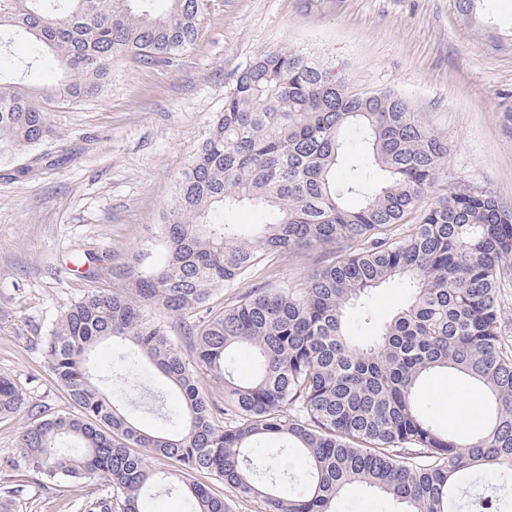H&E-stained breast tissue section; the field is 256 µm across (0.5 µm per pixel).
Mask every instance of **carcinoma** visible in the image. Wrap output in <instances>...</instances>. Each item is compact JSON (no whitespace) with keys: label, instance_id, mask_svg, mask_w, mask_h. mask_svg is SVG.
Instances as JSON below:
<instances>
[{"label":"carcinoma","instance_id":"obj_1","mask_svg":"<svg viewBox=\"0 0 512 512\" xmlns=\"http://www.w3.org/2000/svg\"><path fill=\"white\" fill-rule=\"evenodd\" d=\"M0 0L9 27L58 79L0 82V152L57 136L52 109L99 97L118 57L164 61L198 40L202 0ZM369 160L351 164L350 142ZM448 139L389 91L354 93L329 63L292 49L267 51L236 73L210 133L175 185L161 227L164 259L149 253L112 267L127 289H94L66 308L43 341L57 383L77 412L26 408L0 377V418H24V468L44 483L104 480L121 491L120 512H142L154 486L185 493L190 512H229L224 494L195 481L207 474L264 512H340L348 487L390 496L402 512H488L463 493L479 469L512 473V350L501 336L496 293L512 269V208L487 190H450L423 200L447 171ZM351 165L340 181L336 170ZM251 205L260 224H230ZM407 235L392 233L412 214ZM347 241L354 251L319 268L304 287L264 282L222 308L216 292L270 258L303 246ZM411 284L394 317L375 322L371 293ZM359 312L351 322L347 310ZM177 321L184 350L167 322ZM120 347L110 377L91 355ZM249 349L255 373L235 377L234 352ZM149 367L180 397L167 429L150 433L109 383ZM224 379V404L200 391L201 372ZM455 372L481 391V430L463 439L439 426L420 392L435 373ZM261 442L299 459L303 491L260 484L251 456ZM171 460L173 472L149 460Z\"/></svg>","mask_w":512,"mask_h":512}]
</instances>
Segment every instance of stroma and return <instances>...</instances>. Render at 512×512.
<instances>
[{"label": "stroma", "instance_id": "1", "mask_svg": "<svg viewBox=\"0 0 512 512\" xmlns=\"http://www.w3.org/2000/svg\"><path fill=\"white\" fill-rule=\"evenodd\" d=\"M479 22L454 0H204L195 45L166 62L123 58L96 100L56 109L58 138L29 155L0 159V376L28 407L72 411L41 346L60 314L88 290L123 289L109 270L155 243L173 186L207 138L237 70L283 47L335 62L358 92L391 91L447 136L440 191L488 190L512 206V0H484ZM0 76L26 84L55 78L49 61L12 38ZM95 253L94 277L79 258ZM348 243L302 247L217 294L225 304L266 280L305 283ZM465 386L430 378L421 396L437 422L462 436L477 416L453 412ZM23 485L15 512H88L117 501L98 482L43 484L24 468H0V486Z\"/></svg>", "mask_w": 512, "mask_h": 512}]
</instances>
